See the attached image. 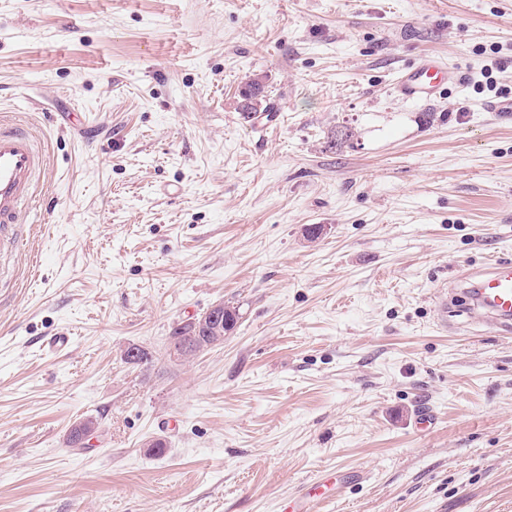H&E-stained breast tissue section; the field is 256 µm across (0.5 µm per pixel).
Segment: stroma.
I'll return each mask as SVG.
<instances>
[{"label": "stroma", "instance_id": "35a3bbf8", "mask_svg": "<svg viewBox=\"0 0 512 512\" xmlns=\"http://www.w3.org/2000/svg\"><path fill=\"white\" fill-rule=\"evenodd\" d=\"M426 53L464 83L397 100ZM489 64L512 90V0H0V117L48 160L0 229V512H278L325 472L326 512H512V338L433 304L512 262ZM236 320V309L224 307V301L213 304L205 313L193 318L189 322L207 324L216 337L213 344H223L224 331L230 330Z\"/></svg>", "mask_w": 512, "mask_h": 512}]
</instances>
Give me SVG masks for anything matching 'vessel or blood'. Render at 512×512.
Instances as JSON below:
<instances>
[{"instance_id": "obj_1", "label": "vessel or blood", "mask_w": 512, "mask_h": 512, "mask_svg": "<svg viewBox=\"0 0 512 512\" xmlns=\"http://www.w3.org/2000/svg\"><path fill=\"white\" fill-rule=\"evenodd\" d=\"M457 68L433 53L397 72L395 98L430 103L450 85L461 83ZM46 166L36 136L29 130L0 121V224H18ZM454 286L469 302L473 320L512 334V264L496 261L461 275ZM330 482L313 478L303 482L282 504V512H318L321 504L335 498Z\"/></svg>"}]
</instances>
